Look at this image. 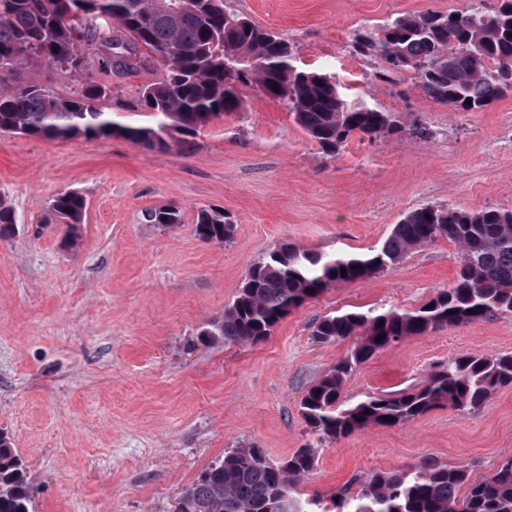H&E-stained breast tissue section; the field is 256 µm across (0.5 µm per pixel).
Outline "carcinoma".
Here are the masks:
<instances>
[{"mask_svg": "<svg viewBox=\"0 0 512 512\" xmlns=\"http://www.w3.org/2000/svg\"><path fill=\"white\" fill-rule=\"evenodd\" d=\"M82 0H0V131L52 139L127 135L148 150L167 151L211 120L242 108L240 88L253 87L286 103L295 123L327 155L356 135L381 137L401 131L389 112L350 102L334 77L298 67L292 46L280 34L224 7V0H98L93 11ZM109 51L105 67H132L142 47L153 53L162 76L146 83L140 105L143 125H122L100 107L106 89L86 83L74 98L54 95L25 80L41 65L66 57L86 60L95 45ZM394 70H412L423 93L457 112H478L512 95V0H468L446 13L425 11L398 17L377 32L359 33L351 45ZM471 103H466V100ZM85 197L59 194L46 222L67 225L70 241L83 223ZM152 224L182 223L174 204L147 213ZM17 226L11 206L0 198V240ZM197 236L209 243L230 240L235 224L224 210L202 208ZM440 239L459 247L455 284L417 309L344 311L321 319L314 338L331 343L357 338L348 356L303 395L300 411L309 427L337 440L372 427H397L448 407L477 409L501 387L512 385V355L491 358L459 354L415 387L344 398L352 367L402 339L446 327L512 313V211L485 207L473 212L425 205L393 225L381 248L361 255H323L282 242L250 269L224 316L204 335L218 343L258 344L305 300L331 286L368 279L417 248ZM346 275H341V269ZM473 313H468V310ZM382 341H377V338ZM389 420H384V417ZM315 452L300 448L273 460L261 448H237L207 467L171 504L170 512H330L323 500L305 498L298 487L314 469ZM333 498L336 512H512V457L489 476L467 467L421 464L374 471ZM0 512H35L29 472L0 431Z\"/></svg>", "mask_w": 512, "mask_h": 512, "instance_id": "obj_1", "label": "carcinoma"}]
</instances>
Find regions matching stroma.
Masks as SVG:
<instances>
[{"instance_id": "obj_1", "label": "stroma", "mask_w": 512, "mask_h": 512, "mask_svg": "<svg viewBox=\"0 0 512 512\" xmlns=\"http://www.w3.org/2000/svg\"><path fill=\"white\" fill-rule=\"evenodd\" d=\"M466 0H224L280 33L301 66L333 76L346 97L395 114L394 136L352 138L326 155L285 105L240 91L241 111L202 126L183 146L154 152L122 136L52 140L0 132V198L17 229L0 241V429L36 488L37 512H169L172 501L225 452L256 446L275 459L310 447L302 493L331 501L353 478L421 462L489 475L512 457V386L475 411L436 409L399 427L322 440L299 413L304 391L351 350L319 343L323 316L416 308L452 287L458 248L417 249L372 278L343 284L291 312L258 344L206 340L249 268L279 243L327 254L378 249L424 205L512 210V98L481 112L440 105L411 71L388 72L352 51L354 36L402 15L445 12ZM91 64L69 78L28 72L60 97L104 85V110L141 119L139 90L161 74ZM87 200L77 246L46 224L53 198ZM175 204L164 229L146 211ZM230 214L232 239L195 233L200 208ZM467 353L512 354V314L413 336L351 372L355 401L394 391Z\"/></svg>"}]
</instances>
